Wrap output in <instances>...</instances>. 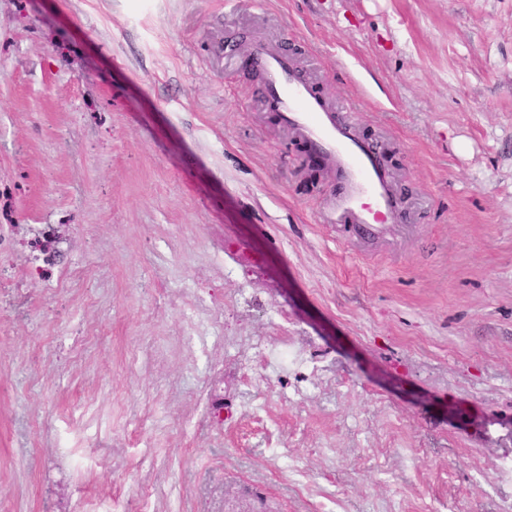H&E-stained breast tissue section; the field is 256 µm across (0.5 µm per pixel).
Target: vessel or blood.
Here are the masks:
<instances>
[{
    "mask_svg": "<svg viewBox=\"0 0 512 512\" xmlns=\"http://www.w3.org/2000/svg\"><path fill=\"white\" fill-rule=\"evenodd\" d=\"M251 66L263 78L268 106L339 174L336 191L323 206L327 223L349 227L357 238L371 239L388 225L408 222L384 162V142L360 138L350 108L328 105L313 82L300 74L286 49L255 45Z\"/></svg>",
    "mask_w": 512,
    "mask_h": 512,
    "instance_id": "1",
    "label": "vessel or blood"
}]
</instances>
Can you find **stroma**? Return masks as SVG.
<instances>
[{"instance_id":"35a3bbf8","label":"stroma","mask_w":512,"mask_h":512,"mask_svg":"<svg viewBox=\"0 0 512 512\" xmlns=\"http://www.w3.org/2000/svg\"><path fill=\"white\" fill-rule=\"evenodd\" d=\"M258 43L392 148L408 226L321 223ZM283 312L326 387L256 364ZM510 457L512 0H0V512H512ZM228 259L230 261L229 272L234 273L239 278L242 285L241 296L245 297L244 292L249 290L248 283L253 273V268L257 265L256 260L243 262L236 258V251L233 243L224 244V262Z\"/></svg>"}]
</instances>
